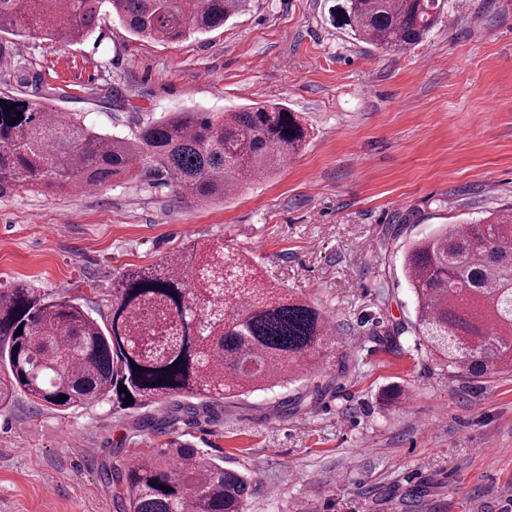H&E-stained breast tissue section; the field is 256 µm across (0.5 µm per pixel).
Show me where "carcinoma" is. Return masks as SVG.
<instances>
[{"label":"carcinoma","instance_id":"cac0c4a2","mask_svg":"<svg viewBox=\"0 0 512 512\" xmlns=\"http://www.w3.org/2000/svg\"><path fill=\"white\" fill-rule=\"evenodd\" d=\"M447 0H326L348 39L387 53L413 49L442 22ZM247 0H0V33L80 42L115 16L165 42L224 26ZM0 198L40 188L101 190L114 181L170 182L200 204L233 196L242 177L270 173L302 149L307 129L279 103L224 114L173 112L129 136L99 132L35 95L0 90ZM19 119L8 125L9 120ZM404 268L416 299L411 328L448 374L512 372V209L415 241ZM21 335H16L17 329ZM328 319L264 279L221 240L126 271L107 317L24 284L0 293V410L16 395L67 412L104 401L188 414L288 383L300 363L335 348ZM125 391H119V385ZM65 395L61 402L57 397ZM123 472L106 468L122 512H247L253 479L175 431Z\"/></svg>","mask_w":512,"mask_h":512}]
</instances>
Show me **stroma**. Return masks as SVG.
Returning a JSON list of instances; mask_svg holds the SVG:
<instances>
[{
	"label": "stroma",
	"instance_id": "obj_1",
	"mask_svg": "<svg viewBox=\"0 0 512 512\" xmlns=\"http://www.w3.org/2000/svg\"><path fill=\"white\" fill-rule=\"evenodd\" d=\"M0 85L131 134L172 112L271 101L309 136L291 162L199 205L171 184L0 198V292L23 283L108 310L134 266L223 240L325 312L336 349L288 387L176 424L255 482L248 512H512V376L450 378L418 349L403 267L441 224L512 207V0H448L402 54L348 40L324 0H250L168 44L117 18L61 43L0 33ZM164 407L0 411V512H117L99 472L156 447Z\"/></svg>",
	"mask_w": 512,
	"mask_h": 512
}]
</instances>
